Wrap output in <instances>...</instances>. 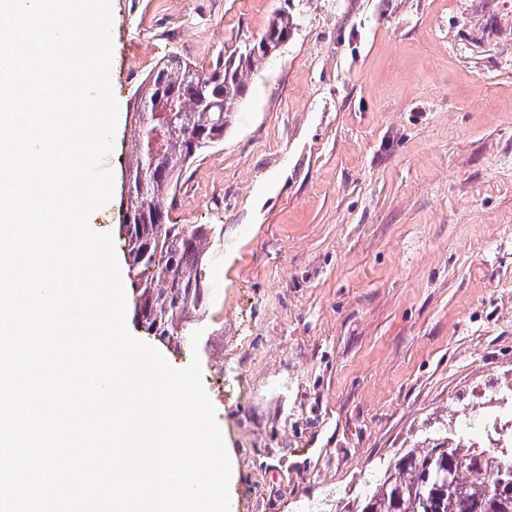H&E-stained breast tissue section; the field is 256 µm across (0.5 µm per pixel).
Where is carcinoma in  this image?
<instances>
[{"label":"carcinoma","mask_w":512,"mask_h":512,"mask_svg":"<svg viewBox=\"0 0 512 512\" xmlns=\"http://www.w3.org/2000/svg\"><path fill=\"white\" fill-rule=\"evenodd\" d=\"M266 54L242 51L220 57L208 70L185 59L162 60L137 88L146 104L172 100L176 111L161 127L162 147L148 152L157 124L139 126L138 147L126 166V224L129 262L135 272V299L141 301L147 331L180 346L193 327L209 315L206 301L208 224H172L167 200L176 188L186 155L196 136L201 151L224 140L234 112L247 96L245 71ZM453 458L451 482L438 480ZM512 478V459L485 450L448 446L409 448L388 465L356 512H512V494L498 490L501 478Z\"/></svg>","instance_id":"carcinoma-1"}]
</instances>
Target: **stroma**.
Instances as JSON below:
<instances>
[{"label": "stroma", "mask_w": 512, "mask_h": 512, "mask_svg": "<svg viewBox=\"0 0 512 512\" xmlns=\"http://www.w3.org/2000/svg\"><path fill=\"white\" fill-rule=\"evenodd\" d=\"M114 233L126 322L199 359L236 475L231 512H354L406 448L444 440L474 381L512 367V0H111ZM223 143L167 202L207 224L209 316L173 347L138 319L120 183L134 92L209 67L279 14Z\"/></svg>", "instance_id": "35a3bbf8"}]
</instances>
